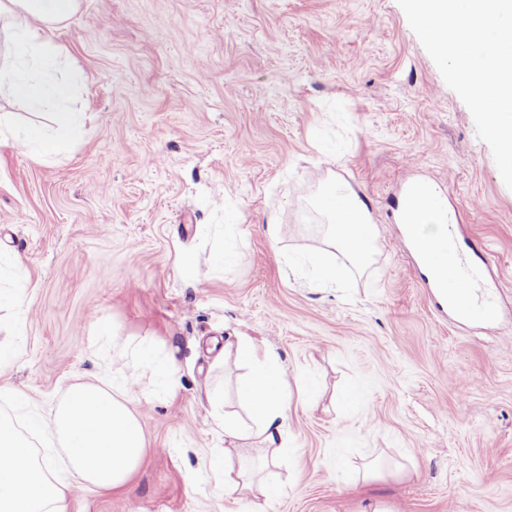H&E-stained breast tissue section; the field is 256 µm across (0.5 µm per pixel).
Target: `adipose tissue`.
<instances>
[{
	"label": "adipose tissue",
	"mask_w": 512,
	"mask_h": 512,
	"mask_svg": "<svg viewBox=\"0 0 512 512\" xmlns=\"http://www.w3.org/2000/svg\"><path fill=\"white\" fill-rule=\"evenodd\" d=\"M80 0H0V92L38 108L59 104L52 121L58 136H48L38 124L25 126L13 146L46 156L64 152L84 131L81 113L65 110L73 87L67 80L49 79L59 65V53L49 35L78 11ZM330 221L332 249L362 265L371 256L372 226L363 201L345 183L330 181L319 198ZM225 351L245 369L237 397L247 420L229 418L223 389L207 396L209 414L224 431L230 449L242 445L258 451L262 468H240L224 479L226 494L248 492L266 498L280 494L278 470L295 456L285 432V412L291 403V384L279 353L240 336ZM131 354L140 367L159 375L165 389L177 380L174 355L162 356L149 339L135 340ZM33 431L58 439L67 455L56 463L51 454L36 456L13 420L0 418V512H70V493L79 486L91 491H119L133 479L147 453L140 417L121 375L111 383L83 381L69 386L65 400L31 419Z\"/></svg>",
	"instance_id": "adipose-tissue-1"
}]
</instances>
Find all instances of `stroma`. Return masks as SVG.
I'll return each instance as SVG.
<instances>
[{"instance_id":"stroma-1","label":"stroma","mask_w":512,"mask_h":512,"mask_svg":"<svg viewBox=\"0 0 512 512\" xmlns=\"http://www.w3.org/2000/svg\"><path fill=\"white\" fill-rule=\"evenodd\" d=\"M52 42L85 132L41 158L0 130V267L25 284L0 310L20 353L0 385L45 410L126 367L147 438L126 491L73 490V512H512V189L397 0H81ZM333 178L375 241L361 268L333 252L342 280L313 288L296 263L327 243ZM410 179L469 215L496 324L433 310L392 222ZM141 336L174 353L173 392L132 367ZM238 336L314 386L266 503L210 469L206 391L239 373L212 345Z\"/></svg>"}]
</instances>
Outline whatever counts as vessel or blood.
<instances>
[{"instance_id": "b4317fda", "label": "vessel or blood", "mask_w": 512, "mask_h": 512, "mask_svg": "<svg viewBox=\"0 0 512 512\" xmlns=\"http://www.w3.org/2000/svg\"><path fill=\"white\" fill-rule=\"evenodd\" d=\"M403 199L406 209L397 215L403 224L402 240L415 254L437 306L448 310L461 324L496 322L499 318L496 303L479 301L474 297L483 278V268L488 263L486 252L476 249L465 251L456 228H448L442 244L432 245L423 240L414 225L409 224L410 208L433 199L429 182L419 180L410 183L404 189Z\"/></svg>"}]
</instances>
